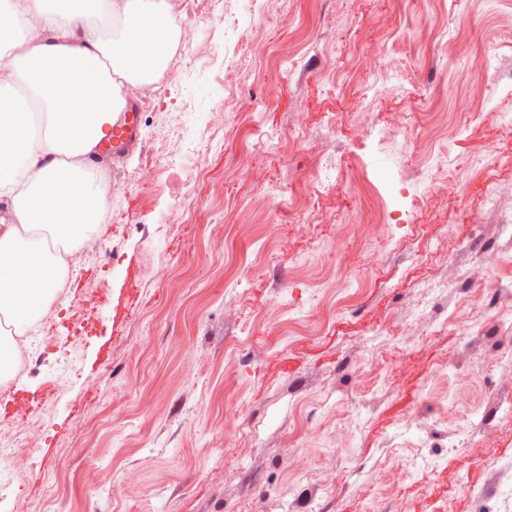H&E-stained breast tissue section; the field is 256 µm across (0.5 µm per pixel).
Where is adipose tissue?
Instances as JSON below:
<instances>
[{
	"instance_id": "obj_1",
	"label": "adipose tissue",
	"mask_w": 512,
	"mask_h": 512,
	"mask_svg": "<svg viewBox=\"0 0 512 512\" xmlns=\"http://www.w3.org/2000/svg\"><path fill=\"white\" fill-rule=\"evenodd\" d=\"M171 0H0V28L29 47L0 54V317L23 334L62 288L108 206L98 160L128 88L170 62Z\"/></svg>"
}]
</instances>
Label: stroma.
<instances>
[{"label":"stroma","mask_w":512,"mask_h":512,"mask_svg":"<svg viewBox=\"0 0 512 512\" xmlns=\"http://www.w3.org/2000/svg\"><path fill=\"white\" fill-rule=\"evenodd\" d=\"M251 8L247 17L226 0L223 13L197 20L189 56L159 77L154 109L135 116L136 144L105 161L123 178L110 188L100 234L118 261L85 260L71 282L99 297L90 328L77 338L59 319L58 352L0 387V420L26 409L43 423L13 491L44 512H478L465 487L495 483L496 463L512 461V419L482 428L461 458L441 451L443 431L462 424L477 380L512 387V366L439 322L481 307L484 241L512 255L486 203L493 185L512 211V125L474 124L449 143L461 187L439 183L417 223L376 242L384 258L375 265L340 235L370 205L368 190L327 183L309 233L295 203L322 159L348 166L361 118L388 131L412 112L449 111L462 90L488 91L489 71L511 72L512 20L501 16L512 0H445L435 13L426 0ZM377 28L390 34L382 59L369 45ZM175 117L177 153L162 165L149 144ZM493 145L491 167L470 165ZM153 166L160 174L146 207L132 181ZM272 180L283 192L263 197ZM243 208L248 228L229 233L227 219ZM174 214L181 221L172 225ZM460 241L474 246L463 259L471 294L451 286L421 298V287L455 280L450 255ZM331 271L341 283L326 280ZM338 285L360 292V303L314 334L284 331L313 318ZM233 343L239 364L228 376ZM370 363L381 381L356 389ZM443 364L447 383L428 386ZM416 413L430 468L384 492L375 463ZM298 422L302 446L289 440ZM116 483L125 496L112 495Z\"/></svg>","instance_id":"1"}]
</instances>
